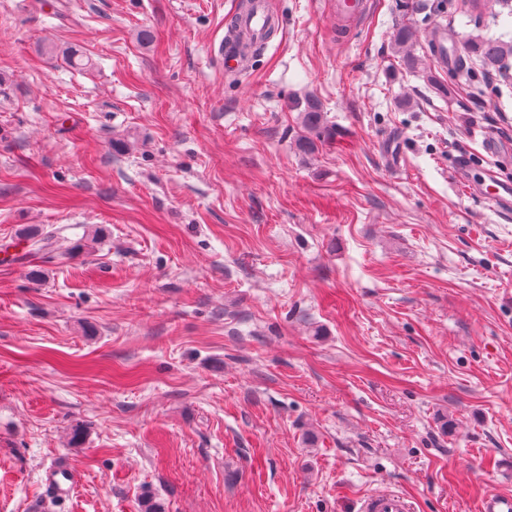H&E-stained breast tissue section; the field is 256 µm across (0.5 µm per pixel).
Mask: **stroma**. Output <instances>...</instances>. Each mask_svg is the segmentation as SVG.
<instances>
[{
  "label": "stroma",
  "instance_id": "obj_1",
  "mask_svg": "<svg viewBox=\"0 0 512 512\" xmlns=\"http://www.w3.org/2000/svg\"><path fill=\"white\" fill-rule=\"evenodd\" d=\"M239 2L0 0V512H479L512 493V216L455 170L512 182V83L409 72L400 0L345 38L336 0H267L231 75ZM410 22L418 55L474 30ZM28 225L66 252L38 281ZM415 41V31L407 24L397 23L396 34L394 36L395 50L401 56L402 61L409 69H415L419 64L420 59L412 54L411 48ZM301 125L305 131L298 139V146L303 152H312L317 142L332 138V129L325 125L323 111L317 100L307 101L301 112ZM45 481L58 491L69 490L76 482L74 471L65 464H58L50 467L45 471ZM67 482L70 483L68 487H64ZM361 512H409L410 504L400 494L387 492L363 498Z\"/></svg>",
  "mask_w": 512,
  "mask_h": 512
}]
</instances>
